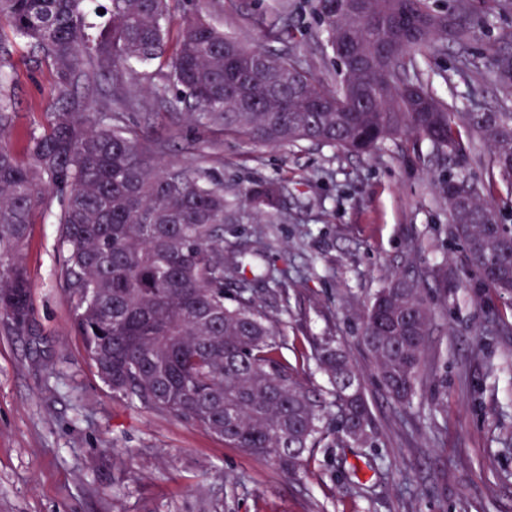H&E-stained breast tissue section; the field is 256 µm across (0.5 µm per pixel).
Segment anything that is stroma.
<instances>
[{"instance_id":"stroma-1","label":"stroma","mask_w":512,"mask_h":512,"mask_svg":"<svg viewBox=\"0 0 512 512\" xmlns=\"http://www.w3.org/2000/svg\"><path fill=\"white\" fill-rule=\"evenodd\" d=\"M205 0L204 11L247 47L266 29L290 24L295 41L278 52L336 83L339 64L320 35L316 0ZM459 75L456 48L416 54L441 100L512 112L488 67L512 10L480 16ZM18 116L9 140L25 157L28 133L46 123L54 74L25 46L11 59ZM168 68L158 59L120 74L155 117L148 134L168 143L170 159L206 168L236 193L261 180L285 186L281 215L224 227L225 244L269 243L259 292L287 289L288 346L295 360L308 337L346 342L363 374L380 445L339 448L289 477L191 423L115 395L97 376L71 329L72 305L59 282L56 198H48L22 248L32 283L33 334L0 324V512H512V295L463 275V243L448 222L437 177L484 180L487 149L475 143L467 165L437 159L418 136L387 140L370 156L301 142L265 147L218 134L172 114L154 90ZM448 263V290L435 312L420 383L410 406L391 401L357 343L356 319L389 272L425 275Z\"/></svg>"}]
</instances>
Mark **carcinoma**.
I'll return each mask as SVG.
<instances>
[{
  "instance_id": "cac0c4a2",
  "label": "carcinoma",
  "mask_w": 512,
  "mask_h": 512,
  "mask_svg": "<svg viewBox=\"0 0 512 512\" xmlns=\"http://www.w3.org/2000/svg\"><path fill=\"white\" fill-rule=\"evenodd\" d=\"M0 0V318L31 326V281L22 261L29 224L46 196L59 203L60 279L72 325L101 379L142 407L186 420L224 443L296 476L337 448L377 447L369 404L350 349L332 337L302 348L326 376L325 393L302 382L283 354L288 293L259 294L244 261L262 238L224 248V214L251 220L280 212L283 186L255 183L235 200L201 167L164 161L150 140L135 90L102 82L118 67L168 58L167 83L189 120L266 147L299 142L369 154L413 134L438 155L468 158L465 140L488 149L486 179L459 200L437 181L448 223L485 288L512 293V234L500 222L497 178L512 182V112H453L415 63L416 52L459 49L476 36L483 9L456 0L435 13L427 0H365L358 18H336L316 0L326 45L346 31L361 74L336 87L298 60L247 48L202 11L180 18L171 0ZM105 13H100V10ZM105 17L103 29L93 17ZM176 39H170L172 27ZM493 50L490 72L512 94V33ZM16 44L55 76L59 106L31 134L28 161L8 146L16 105L6 62ZM448 290V264L421 279L386 277L359 314L360 345L395 403L410 405L434 312L428 289Z\"/></svg>"
}]
</instances>
